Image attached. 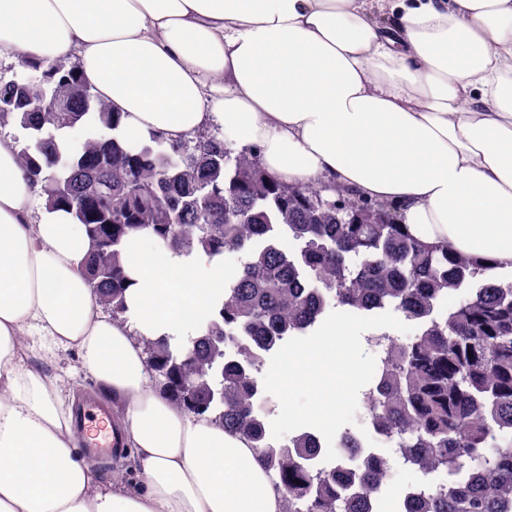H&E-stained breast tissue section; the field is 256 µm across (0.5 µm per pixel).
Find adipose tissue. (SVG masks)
<instances>
[{
  "instance_id": "adipose-tissue-1",
  "label": "adipose tissue",
  "mask_w": 512,
  "mask_h": 512,
  "mask_svg": "<svg viewBox=\"0 0 512 512\" xmlns=\"http://www.w3.org/2000/svg\"><path fill=\"white\" fill-rule=\"evenodd\" d=\"M74 58L131 139L206 126L270 179L396 206L407 232L512 276V0H0V50ZM0 137V512H280L247 439L149 383L145 336H195L226 285L206 254L140 233L126 320L103 316L64 208H33ZM76 350L125 407L142 485L102 486L22 336Z\"/></svg>"
}]
</instances>
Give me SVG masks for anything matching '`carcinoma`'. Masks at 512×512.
Wrapping results in <instances>:
<instances>
[{
	"label": "carcinoma",
	"instance_id": "1",
	"mask_svg": "<svg viewBox=\"0 0 512 512\" xmlns=\"http://www.w3.org/2000/svg\"><path fill=\"white\" fill-rule=\"evenodd\" d=\"M21 66L23 77L0 79V126L28 132L19 163L46 206L67 207L83 226L91 241L85 276L112 319L128 311L121 255L141 231L179 255H243L200 335L137 340L160 378L156 390L189 413L207 402L204 373L223 360L219 424L258 450L282 489L281 512H375L389 467L350 431L330 469L312 464L313 433L272 440L260 367L330 307L356 315L392 307L420 324L404 339L373 337L382 347L379 377L362 399L365 417L404 462L451 476L408 492L409 512H512V281L491 282L473 257L412 237L389 204L319 183H272L252 154L214 136L130 140L74 62L40 74ZM76 127L86 134L73 141L66 132ZM442 302L448 309L438 313ZM212 336L237 356L217 355ZM183 346L190 355L179 361Z\"/></svg>",
	"mask_w": 512,
	"mask_h": 512
}]
</instances>
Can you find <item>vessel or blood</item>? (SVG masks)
<instances>
[{"mask_svg":"<svg viewBox=\"0 0 512 512\" xmlns=\"http://www.w3.org/2000/svg\"><path fill=\"white\" fill-rule=\"evenodd\" d=\"M73 425L83 438L87 457L98 462L122 454L124 440L112 431V408L102 401L77 407L72 413Z\"/></svg>","mask_w":512,"mask_h":512,"instance_id":"obj_1","label":"vessel or blood"}]
</instances>
